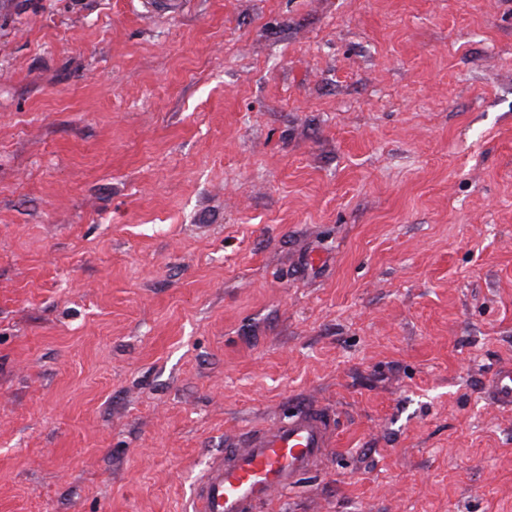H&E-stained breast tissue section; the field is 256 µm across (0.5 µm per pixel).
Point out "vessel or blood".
Wrapping results in <instances>:
<instances>
[{
	"label": "vessel or blood",
	"mask_w": 512,
	"mask_h": 512,
	"mask_svg": "<svg viewBox=\"0 0 512 512\" xmlns=\"http://www.w3.org/2000/svg\"><path fill=\"white\" fill-rule=\"evenodd\" d=\"M487 393L497 406L512 407V365L493 372ZM336 436L333 412L290 405L288 416L251 430L241 446L212 458L192 491L193 512H256L273 491L318 471Z\"/></svg>",
	"instance_id": "b4317fda"
}]
</instances>
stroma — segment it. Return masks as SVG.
Here are the masks:
<instances>
[{
    "mask_svg": "<svg viewBox=\"0 0 512 512\" xmlns=\"http://www.w3.org/2000/svg\"><path fill=\"white\" fill-rule=\"evenodd\" d=\"M325 263L299 260L309 251ZM512 0H0V512H512ZM487 393L499 407H512V365L498 367L490 377ZM288 416L248 432L214 456L191 494L193 512H255L273 491L320 469L336 445L333 412L289 404Z\"/></svg>",
    "mask_w": 512,
    "mask_h": 512,
    "instance_id": "35a3bbf8",
    "label": "stroma"
}]
</instances>
